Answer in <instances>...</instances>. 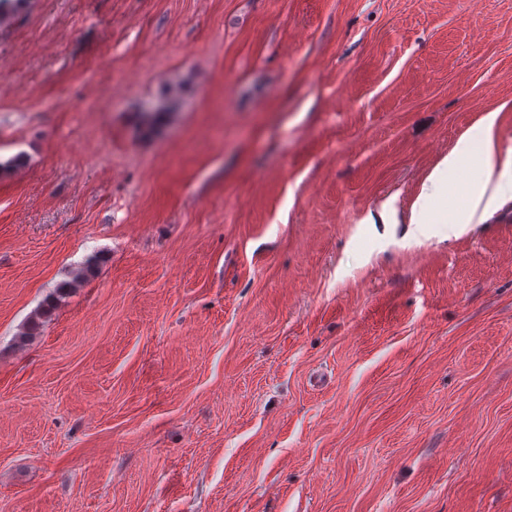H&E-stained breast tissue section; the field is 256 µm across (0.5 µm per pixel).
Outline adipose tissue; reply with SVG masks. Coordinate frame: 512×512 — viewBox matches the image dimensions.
Instances as JSON below:
<instances>
[{"instance_id": "ef3b65f1", "label": "adipose tissue", "mask_w": 512, "mask_h": 512, "mask_svg": "<svg viewBox=\"0 0 512 512\" xmlns=\"http://www.w3.org/2000/svg\"><path fill=\"white\" fill-rule=\"evenodd\" d=\"M476 159L475 179L448 203V174L468 159ZM512 195V148L501 150L493 118L472 126L424 179L405 221L409 224H471L481 221L505 197Z\"/></svg>"}]
</instances>
